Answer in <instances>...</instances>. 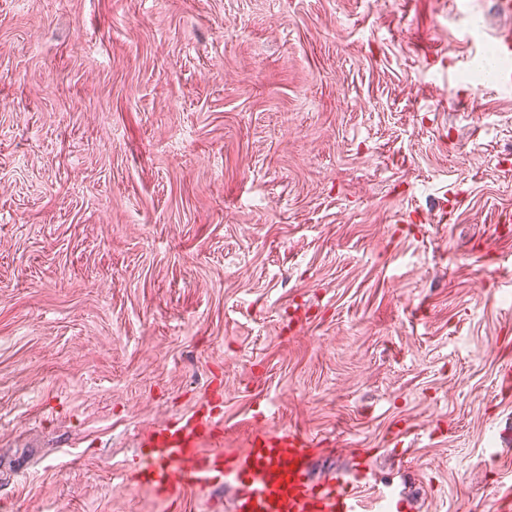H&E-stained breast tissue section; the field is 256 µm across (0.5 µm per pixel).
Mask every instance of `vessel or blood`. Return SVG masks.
<instances>
[{"label": "vessel or blood", "instance_id": "1", "mask_svg": "<svg viewBox=\"0 0 512 512\" xmlns=\"http://www.w3.org/2000/svg\"><path fill=\"white\" fill-rule=\"evenodd\" d=\"M223 439L222 422L201 405L146 430L124 480L174 508L187 492L228 485L233 512H364L344 476L312 481L317 450L306 433L262 427L235 452L224 450Z\"/></svg>", "mask_w": 512, "mask_h": 512}]
</instances>
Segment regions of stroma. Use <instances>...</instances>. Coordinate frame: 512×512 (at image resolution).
Listing matches in <instances>:
<instances>
[{
  "label": "stroma",
  "instance_id": "1",
  "mask_svg": "<svg viewBox=\"0 0 512 512\" xmlns=\"http://www.w3.org/2000/svg\"><path fill=\"white\" fill-rule=\"evenodd\" d=\"M494 0H0V512L217 392L384 512L512 494V92Z\"/></svg>",
  "mask_w": 512,
  "mask_h": 512
}]
</instances>
